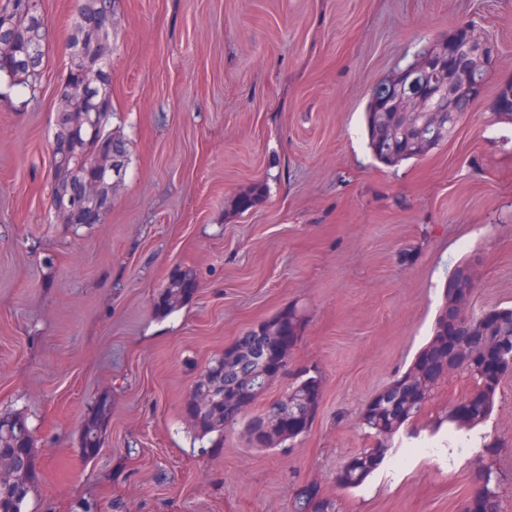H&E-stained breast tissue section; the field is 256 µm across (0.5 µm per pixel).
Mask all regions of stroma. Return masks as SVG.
Listing matches in <instances>:
<instances>
[{
  "instance_id": "35a3bbf8",
  "label": "stroma",
  "mask_w": 512,
  "mask_h": 512,
  "mask_svg": "<svg viewBox=\"0 0 512 512\" xmlns=\"http://www.w3.org/2000/svg\"><path fill=\"white\" fill-rule=\"evenodd\" d=\"M77 6L42 0L49 61L22 104L0 85V415L34 435L26 512H289L307 484L339 512H460L479 458L455 463L444 430L438 449L396 438L358 488L335 474L370 447L358 414L429 339L459 262L480 260L474 310L512 305V123L491 109L512 79V0H116L111 126L129 164L101 222L80 226L51 208L50 150ZM462 19L498 53L481 99L448 142L379 163L372 86ZM176 269L198 288L165 315ZM291 306L289 365L323 377L309 431L274 450L239 424L198 438L195 381ZM480 430L512 512V378ZM110 407L107 400H100L94 415L87 421L81 438L83 453L94 456L101 444V422L108 415Z\"/></svg>"
}]
</instances>
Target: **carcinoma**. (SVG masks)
Returning a JSON list of instances; mask_svg holds the SVG:
<instances>
[{
	"label": "carcinoma",
	"mask_w": 512,
	"mask_h": 512,
	"mask_svg": "<svg viewBox=\"0 0 512 512\" xmlns=\"http://www.w3.org/2000/svg\"><path fill=\"white\" fill-rule=\"evenodd\" d=\"M115 0H81L72 32L67 43L66 71L58 92L60 120L55 124L54 137L70 145L65 164L54 167V186L51 208L64 223H74L61 201L66 199L81 181L90 183L100 173L112 168V150L121 151L128 159L126 138L105 121L93 136L85 130L86 113L100 109L112 114L110 74L108 61L112 54V17L105 9L113 8ZM42 15L41 0H32V11L22 12L14 7V0H0V82L11 88H31L41 76L46 57L38 66L28 69L23 59L28 53L38 16ZM100 73L96 85L85 84V74L93 69ZM487 75L472 71L457 79L455 94L461 109L474 107L473 87L486 81ZM397 84L384 76L371 89L364 121L368 146L374 158L388 167L423 156L419 139L427 133V115L424 112H400L388 124L379 120L377 108L381 101L398 92ZM98 159L99 169L87 171L80 162L88 155ZM262 190L254 187L240 194L236 208L240 212L251 209ZM469 260L456 265L448 274L444 293L462 282ZM196 281L188 271H174L160 292L157 308L165 314L180 309L195 293ZM448 313L439 308L429 341L416 354L408 369L378 391L361 409L358 427L374 438L375 445L362 448L351 455L336 472V484L343 489L363 485L383 464L394 437L406 432L410 438L419 436L416 421L427 403L434 397L442 382L448 378V367H457L472 386L470 406L465 414L449 406L429 423L432 433L448 428L453 435L469 431L490 419L495 400L503 381L512 377V306H493L476 313L462 311L455 319L454 334H448ZM300 317L289 307L276 318L237 336L230 349L241 354L239 363L228 367L224 359L216 358L210 370L223 380L226 396H238L243 404L251 403L249 393L255 388L257 364L248 360L257 338L266 337L276 344L277 351L287 356L297 342ZM288 392L292 394L288 405L281 398L270 401L261 410L256 424L246 434L254 448L275 449L294 443L305 430L295 424L298 414L314 420L321 392V376L317 371L302 368L288 373ZM190 397L185 407L186 420L197 436L224 433V428L239 422L237 414L225 409V400L214 397L206 407L194 406ZM108 401H99L94 415L87 421L81 438L83 453L94 456L101 444V422L108 415ZM10 423L28 428L21 415L0 416V456L13 460L11 470L0 473V512H25L24 507L34 487V438L31 433H16L4 429ZM482 460L474 473L475 487L462 504L461 512H501V475L497 468L499 444L487 435L481 436ZM292 512H339L336 501L325 497L314 485L299 489L292 504Z\"/></svg>",
	"instance_id": "carcinoma-1"
}]
</instances>
